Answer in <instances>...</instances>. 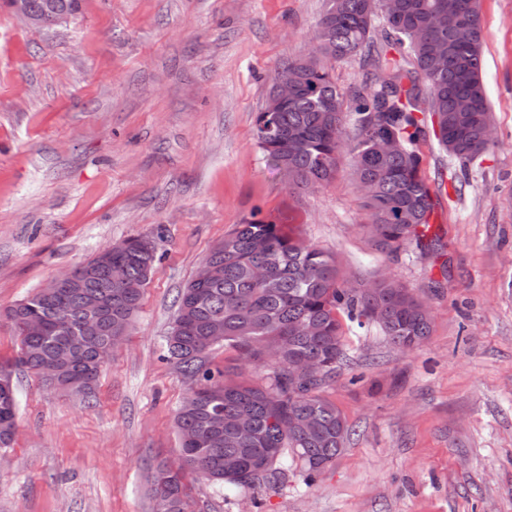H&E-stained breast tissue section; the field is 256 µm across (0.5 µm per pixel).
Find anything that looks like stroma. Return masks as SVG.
I'll use <instances>...</instances> for the list:
<instances>
[{
  "label": "stroma",
  "mask_w": 512,
  "mask_h": 512,
  "mask_svg": "<svg viewBox=\"0 0 512 512\" xmlns=\"http://www.w3.org/2000/svg\"><path fill=\"white\" fill-rule=\"evenodd\" d=\"M324 0H82L45 30L0 4V311L131 237L160 255L143 306L93 397L17 373L0 512H153L147 472L176 456L185 395L163 347L174 300L253 213L336 255L351 279L389 274L428 297L432 333L403 353L377 325L324 395L354 433L312 487L255 496L189 480L192 512H512V0H480L482 80L498 143L469 166L436 140L423 173L444 263L391 259L359 229L348 170L286 184L259 149L271 77L308 54ZM446 286L430 294L429 278Z\"/></svg>",
  "instance_id": "1"
}]
</instances>
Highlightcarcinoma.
I'll return each instance as SVG.
<instances>
[{
	"label": "carcinoma",
	"mask_w": 512,
	"mask_h": 512,
	"mask_svg": "<svg viewBox=\"0 0 512 512\" xmlns=\"http://www.w3.org/2000/svg\"><path fill=\"white\" fill-rule=\"evenodd\" d=\"M51 27L81 10V0H28ZM382 19L380 38L373 23ZM308 56L284 64L298 91L280 103L270 87L256 113V142L288 184L315 190L332 183L348 159L352 179L369 186L363 225L370 240L392 257L414 242L440 258L445 244L430 219L437 195L420 174V143L434 134L462 166L491 147L495 138L481 80L483 30L479 0H325ZM393 50L398 60L379 69L375 56ZM360 57L363 86L350 99L332 75L334 64ZM358 140L346 147L345 124ZM158 260L154 240L133 237L112 251V269L66 288L49 301L36 293L7 310L20 337L16 356L0 362L46 378L55 360L69 369L92 366L95 376L109 361L112 337L126 336L142 306ZM215 275L190 280L176 298L166 336V359L185 386L175 416L178 463H160L148 477L155 512H190L187 475L244 494L288 483L297 470L311 485L347 447L351 429L323 396L347 362L352 326H379L394 346L409 350L431 335L427 302L380 275L349 288L336 256L257 215L230 230L206 255ZM108 302L102 333L81 334L85 302ZM41 319L43 336L24 324ZM228 346L255 366L272 368L260 385L230 376L215 365L213 350ZM324 365V376L307 379L297 363ZM245 418L249 426H238ZM17 420L16 386L0 385V449L11 447ZM266 468L251 472L254 460Z\"/></svg>",
	"instance_id": "carcinoma-1"
}]
</instances>
